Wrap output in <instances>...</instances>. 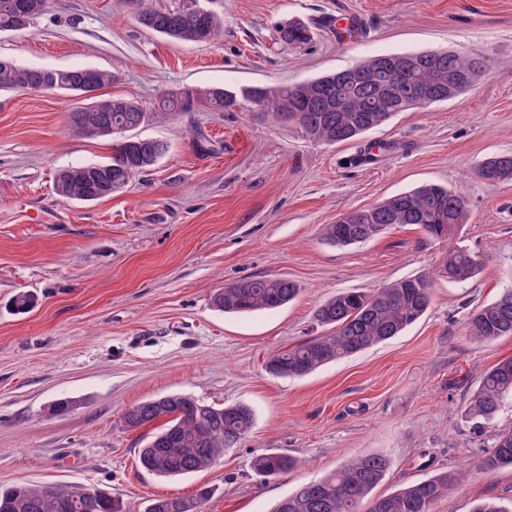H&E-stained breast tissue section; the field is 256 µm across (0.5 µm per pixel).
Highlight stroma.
Masks as SVG:
<instances>
[{
  "label": "stroma",
  "mask_w": 512,
  "mask_h": 512,
  "mask_svg": "<svg viewBox=\"0 0 512 512\" xmlns=\"http://www.w3.org/2000/svg\"><path fill=\"white\" fill-rule=\"evenodd\" d=\"M224 33L209 44L169 41L138 27L114 0H49L21 33L0 34V57L42 68L99 67L98 91L152 104L179 87L284 86L373 55L453 50L488 69L456 98L398 113L337 145L311 142L254 107L199 109L142 128L166 154L121 192L64 202L62 167L107 160L111 137L69 132L74 98L0 95V485L75 486L144 512L159 497L212 494L202 512H274L307 482L352 458L391 461L376 494L442 470L466 477L434 512L512 505V469L477 471L495 432L512 428V400L475 432L462 411L480 371L512 357V336L475 343L469 312L512 286V181L487 186L477 166L512 154V0H213ZM297 19L313 40L277 41ZM426 183L461 190L470 216L432 240L414 225L345 248L324 225ZM486 255L472 281L436 277L455 245ZM433 277L430 308L399 336L294 378L267 358L322 335L315 308L337 294L409 276ZM296 281L282 308L227 315L224 285L254 277ZM35 297L19 312L13 300ZM181 392L250 407V431L207 471L160 477L138 454L155 432L122 422L126 408ZM66 410H55L58 400ZM298 459L257 477L265 452Z\"/></svg>",
  "instance_id": "obj_1"
}]
</instances>
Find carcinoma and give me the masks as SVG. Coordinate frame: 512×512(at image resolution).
Wrapping results in <instances>:
<instances>
[{"label": "carcinoma", "instance_id": "1", "mask_svg": "<svg viewBox=\"0 0 512 512\" xmlns=\"http://www.w3.org/2000/svg\"><path fill=\"white\" fill-rule=\"evenodd\" d=\"M117 5L144 30L180 43L204 44L216 39L224 18L209 7V0H178L168 6L157 0H116ZM47 0H0V32H23L42 13ZM311 28L290 22L278 30L284 46L305 45ZM429 53L412 57L421 67L400 68L395 56H373L343 72L276 88L255 86L238 91L223 86L177 89L163 93L152 105L125 98L97 100L85 96L68 115L73 132L81 136H112V156L100 163L65 167L54 174V190L62 201L94 202L122 190L136 175L152 168L166 153L161 141L142 137L145 125L191 112L203 105L214 112H229L246 104L298 126L316 143L338 144L382 126L399 112L410 110L404 86L436 88L440 82L457 84L456 94L471 89L486 69L478 54L449 52L442 66L427 65ZM114 80L112 72L98 67L51 69L21 66L0 57V93L25 90L64 92L84 96L86 85L98 91ZM487 185L512 181V154L485 159L476 170ZM469 217L468 202L460 193L440 184H425L394 195L368 208L343 213L323 227L324 240L347 247L373 240L395 225L418 226L432 239L458 235ZM487 261L465 246L448 250L437 275L456 283L474 279ZM432 280L426 276L392 281L371 292H342L320 305L314 319L327 327L323 336L303 341L272 356L266 370L278 377L304 376L315 369L380 344L419 321L431 302ZM297 284L285 278L255 277L226 285L213 304L226 313L246 314L281 307L297 297ZM468 337L490 342L512 336V287L467 317ZM512 398V357L485 371L477 390L462 413L466 420L491 421L504 399ZM164 424L139 449V463L149 473L175 477L209 469L216 459L252 427L253 414L243 404L211 405L182 393H171L129 407L123 422L138 429L154 421ZM297 459L283 453L254 458L256 475L285 473ZM390 459L369 454L352 459L321 479L298 487L282 499L275 512H433L434 505L464 478L462 472H440L393 493L371 497L390 468ZM512 468V430L495 435L480 470L486 474ZM76 488L15 484L0 487V512H123L120 502L106 492L90 493L85 510L69 506L66 491ZM208 490L189 497L155 498L145 512H201Z\"/></svg>", "mask_w": 512, "mask_h": 512}]
</instances>
